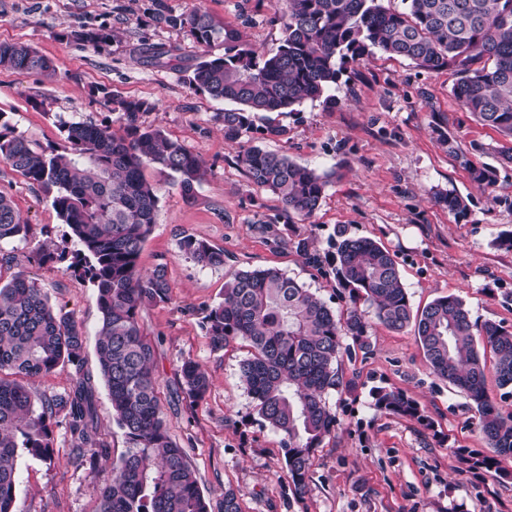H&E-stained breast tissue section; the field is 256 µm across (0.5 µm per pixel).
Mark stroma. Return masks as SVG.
<instances>
[{"mask_svg":"<svg viewBox=\"0 0 512 512\" xmlns=\"http://www.w3.org/2000/svg\"><path fill=\"white\" fill-rule=\"evenodd\" d=\"M161 2L175 14L202 6L261 52H275L283 37L272 0ZM91 28L110 31L111 40L97 47L76 40V32ZM0 42L26 43L54 65L51 74L0 68V112L42 149H65L64 121L122 131L114 101L139 98L155 105L143 114L144 125L161 128L204 162L206 175L190 201L165 172L146 169L159 206L139 267L147 273L157 264L167 266L171 299L143 309L141 322L154 350L169 432L185 449L212 508L232 488L244 512H512V458L501 459L492 471L463 462V455L488 451L478 414L464 394L431 372L414 326L393 331L373 324L369 351L356 348L341 358L347 386L327 397L338 427L316 450L302 494L288 477L280 434L258 421L240 378L245 342L217 351L203 329L225 283L246 269L277 268L333 310H345L332 264V243L341 230L374 239L395 254L413 310L453 295L463 300L472 321L512 327V249L496 244L512 232V164L500 161L503 138L459 106L452 72H427L376 52L342 74L336 107L305 102L278 116L280 136L254 132L231 144L215 119L223 103L192 88L187 73L201 55H223V44L204 49L185 32L157 23L152 0H0ZM149 47L181 56V67L151 63ZM446 134L468 165L449 153L442 141ZM254 145L333 172L312 217L254 223V215L280 208L276 196L255 186L238 161ZM473 165L496 167L493 188L474 184ZM0 191L28 226L25 240L4 248L9 259L0 264V283L24 272L85 334L82 369L59 365L30 387L37 397L52 398L71 390L78 375L89 377L99 437L107 447L103 455H78L74 437L59 424L54 464L28 455L19 459L15 512H97L103 480L128 443L99 373L96 291L65 264L35 258L43 243L69 244L49 194L1 161ZM448 191L466 198L465 216L435 203L434 193ZM185 235L223 249V266L203 269L187 259L178 248ZM302 239L309 244L305 254L295 247ZM188 357L211 380L204 398L190 397L181 386L179 367ZM377 387L414 398L434 430L375 411L371 391Z\"/></svg>","mask_w":512,"mask_h":512,"instance_id":"1","label":"stroma"}]
</instances>
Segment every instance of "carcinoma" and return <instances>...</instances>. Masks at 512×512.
Returning <instances> with one entry per match:
<instances>
[{
  "label": "carcinoma",
  "mask_w": 512,
  "mask_h": 512,
  "mask_svg": "<svg viewBox=\"0 0 512 512\" xmlns=\"http://www.w3.org/2000/svg\"><path fill=\"white\" fill-rule=\"evenodd\" d=\"M279 0L282 43L260 53L241 32L194 8L173 14L155 3L154 19L184 30L200 46L224 44V55L203 56L190 67L189 84L227 104L217 114L224 140L237 142L254 130L260 114L293 112L308 100L336 106V88L349 64L378 49L404 57L427 71L451 69L452 92L461 108L512 142V0ZM76 37L97 46L109 39L103 29ZM0 67L19 72L52 70L48 58L20 42L0 43ZM154 106L121 99L123 133L92 122H64L69 147L46 152L15 132L0 113V160L31 183L52 192V207L75 241L71 252L41 249V263L70 260L68 268L96 291L101 314L95 345L112 414L128 448L112 478L103 481L98 512H210L185 449L169 434L158 397L154 352L140 324L142 310L170 301L167 265L143 273L138 260L152 232L158 209L156 188L145 169L158 166L175 178L192 200L203 176L201 160L190 148L140 122ZM249 180L278 197L273 216H254L255 224H274L292 215L311 217L319 208L333 173L298 164L285 155L251 146L239 156ZM483 188L495 184L496 170L471 167ZM456 216L465 199L453 192L434 195ZM11 198L0 191V246L27 236ZM180 251L196 265H224V250L185 235ZM335 276L347 292L338 315L303 284L276 268L239 270L211 307L204 328L215 350L237 340L249 346L240 376L258 418L282 434L288 477L305 492L317 448L336 432L337 418L327 395L344 386L339 359L350 338L369 350L367 314L400 331L415 323L434 375L465 394L479 414L490 455L472 458V467L490 470L498 458H512V415H503L486 391L492 370L500 387L512 388V329L471 321L453 295L440 296L413 313L396 256L370 238L341 237L335 243ZM480 347H475V339ZM85 336L67 313L55 309L47 293L25 273L0 285V512H12L17 462L27 453L51 465L54 427L64 422L76 449L103 448L97 436V409L88 381L79 378L64 395L38 399L28 387L34 378L61 363L83 360ZM181 384L193 398L203 397L210 380L186 358ZM373 408L407 417L426 429L433 421L405 393L372 391ZM221 512H243L238 493L227 488Z\"/></svg>",
  "instance_id": "obj_1"
}]
</instances>
